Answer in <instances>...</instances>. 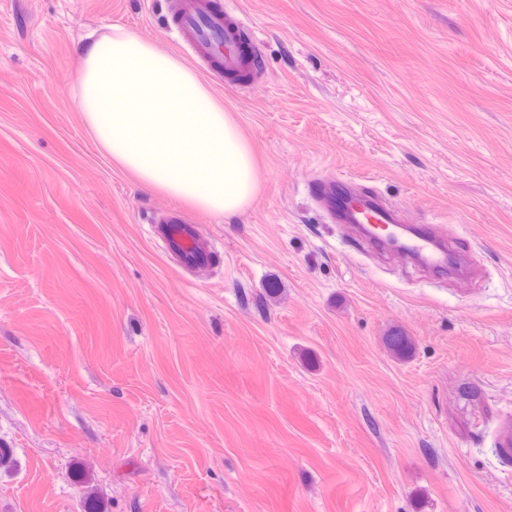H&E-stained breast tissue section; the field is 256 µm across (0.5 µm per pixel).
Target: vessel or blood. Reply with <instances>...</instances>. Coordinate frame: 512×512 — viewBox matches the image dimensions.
Here are the masks:
<instances>
[{
  "label": "vessel or blood",
  "instance_id": "obj_1",
  "mask_svg": "<svg viewBox=\"0 0 512 512\" xmlns=\"http://www.w3.org/2000/svg\"><path fill=\"white\" fill-rule=\"evenodd\" d=\"M244 26L238 14L211 5L209 0H184L177 18L180 38L190 45L209 70L227 77L241 74L254 63L255 53L246 49L242 38ZM313 191L340 223L396 224L400 221L398 210L352 190L347 182L319 179L314 181ZM159 234L184 267L209 264L211 249L198 237L194 225L171 220L160 226Z\"/></svg>",
  "mask_w": 512,
  "mask_h": 512
}]
</instances>
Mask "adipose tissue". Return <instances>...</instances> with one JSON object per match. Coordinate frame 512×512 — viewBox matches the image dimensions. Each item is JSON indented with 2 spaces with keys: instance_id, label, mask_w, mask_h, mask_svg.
<instances>
[{
  "instance_id": "1",
  "label": "adipose tissue",
  "mask_w": 512,
  "mask_h": 512,
  "mask_svg": "<svg viewBox=\"0 0 512 512\" xmlns=\"http://www.w3.org/2000/svg\"><path fill=\"white\" fill-rule=\"evenodd\" d=\"M76 97L101 149L147 187L212 214L244 212L259 188L231 112L178 58L123 26L83 50Z\"/></svg>"
}]
</instances>
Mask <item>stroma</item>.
<instances>
[{"instance_id":"obj_1","label":"stroma","mask_w":512,"mask_h":512,"mask_svg":"<svg viewBox=\"0 0 512 512\" xmlns=\"http://www.w3.org/2000/svg\"><path fill=\"white\" fill-rule=\"evenodd\" d=\"M175 2L0 0V512H512V0H223L258 63L203 78L260 175L229 217L78 108L87 35L189 62ZM336 175L468 274L331 221ZM185 215L191 271L156 233Z\"/></svg>"}]
</instances>
